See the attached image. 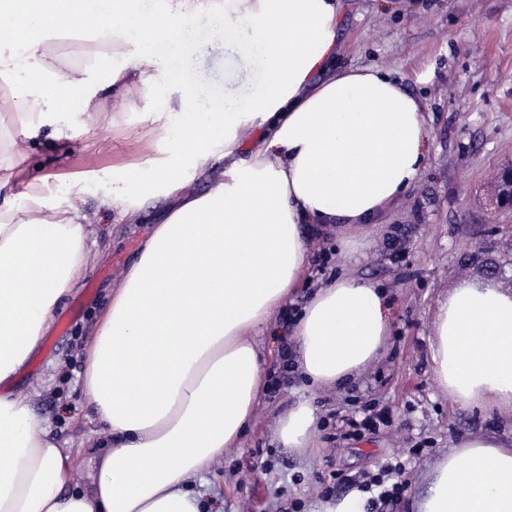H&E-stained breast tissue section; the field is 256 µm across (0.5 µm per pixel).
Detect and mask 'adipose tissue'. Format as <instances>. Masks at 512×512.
Masks as SVG:
<instances>
[{
    "label": "adipose tissue",
    "instance_id": "adipose-tissue-1",
    "mask_svg": "<svg viewBox=\"0 0 512 512\" xmlns=\"http://www.w3.org/2000/svg\"><path fill=\"white\" fill-rule=\"evenodd\" d=\"M340 0H112L85 14L79 0H0V77L13 80L20 132L49 126L70 138L61 112L97 111L101 94L125 111L132 92L156 87L165 46L200 56L220 42L263 76L214 105L191 67L170 110L184 121L177 158L209 163L224 146L214 188L181 197L154 225L138 259L112 288L84 349V387L96 406V478L66 491L75 457L47 419L0 394V512H202L191 479L236 447L266 390L254 333L298 287L306 269L305 224L358 230L382 223L417 181L426 125L420 102L376 66L336 71ZM207 25H197L199 17ZM91 38L101 49L63 65L51 38ZM122 48L114 58L113 48ZM35 101H27L29 88ZM267 131L258 139L255 124ZM250 154H239L242 141ZM147 178L101 198L122 224ZM72 188L51 218L32 180L29 218L0 211V385H10L49 330L56 306L87 269L90 219ZM382 293L336 277L318 287L290 334L313 386L345 382L375 360L390 334ZM439 387L468 406L512 409V291L476 279L453 288L434 320ZM317 411L300 400L281 419L291 448L315 447ZM417 512H512V444L477 437L430 472Z\"/></svg>",
    "mask_w": 512,
    "mask_h": 512
}]
</instances>
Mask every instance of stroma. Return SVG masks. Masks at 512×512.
I'll list each match as a JSON object with an SVG mask.
<instances>
[{"mask_svg": "<svg viewBox=\"0 0 512 512\" xmlns=\"http://www.w3.org/2000/svg\"><path fill=\"white\" fill-rule=\"evenodd\" d=\"M334 48L339 70L379 66L422 101L425 163L415 186L359 252H346L333 229L310 236V263L288 304L296 306L331 277L363 279L383 288L392 332L380 357L352 382L308 393L295 368L283 366L284 356L299 350L281 314H274L256 341L264 373L278 385L266 391L238 447L226 449L206 473L207 512H291L297 500L304 512H321L325 487L338 496L350 494L355 481L418 448L421 456L401 475L408 492L397 507L416 512L428 472L450 449L473 437L512 435L511 410L454 401L440 390L431 360L440 303L475 277L461 261L478 248L491 250L506 262L500 285L512 289V212L489 204L495 172L512 162V0H343ZM196 74L201 93L218 103L243 84L262 81L244 58L225 54L219 43L209 47ZM161 110L160 97L141 91L121 113L107 102L94 115H63L74 143L68 154L53 149L47 127L26 139L21 152L0 144V164H11L14 173L0 186V210L24 212L29 178L46 179L51 208L77 179L83 209L100 216L87 277L55 309L51 329L9 386L52 423L59 440L77 444L72 490L89 487L95 477L96 408L83 385L84 346L110 289L170 206L162 196L146 197L140 223L118 224L111 213L100 212L98 200L116 180L174 166L186 191L204 194L212 187L208 168L170 153L180 115L156 119ZM324 250L330 261L322 268L315 257ZM306 395L320 418L312 454L283 447L276 434L279 418ZM364 402L373 403L385 424L349 434L346 420Z\"/></svg>", "mask_w": 512, "mask_h": 512, "instance_id": "1", "label": "stroma"}]
</instances>
